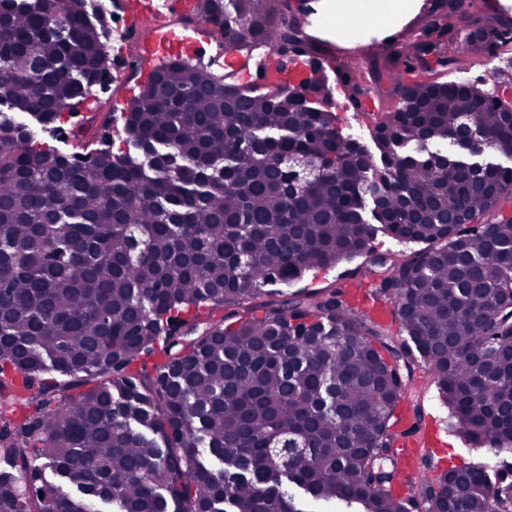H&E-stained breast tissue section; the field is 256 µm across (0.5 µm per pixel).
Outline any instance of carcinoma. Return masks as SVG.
Segmentation results:
<instances>
[{
  "instance_id": "carcinoma-1",
  "label": "carcinoma",
  "mask_w": 512,
  "mask_h": 512,
  "mask_svg": "<svg viewBox=\"0 0 512 512\" xmlns=\"http://www.w3.org/2000/svg\"><path fill=\"white\" fill-rule=\"evenodd\" d=\"M81 2L0 0V512H304L292 488L364 512H512L485 466L395 498L411 477L378 465L419 431V405L402 431L395 410L420 365L469 445H512V167H459L512 145V112L436 78L512 54V26L468 30L448 0L409 55L338 64L356 106L408 94L375 123L377 161L327 75L257 94L187 57L126 101L127 149L62 153L1 108L59 128L109 81L110 28ZM197 2L228 46L319 55L288 0ZM380 232L421 248L378 255ZM363 255L395 336L342 284L263 300Z\"/></svg>"
}]
</instances>
